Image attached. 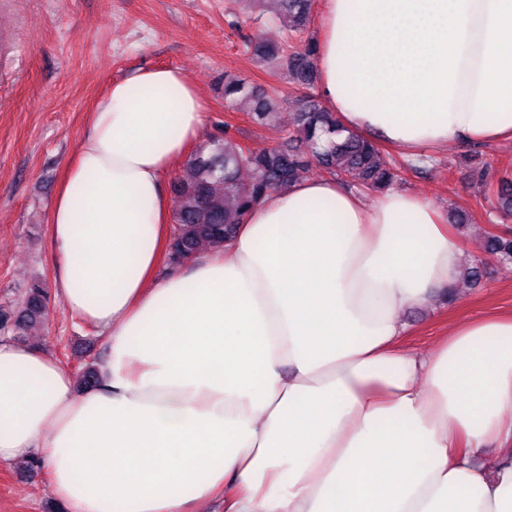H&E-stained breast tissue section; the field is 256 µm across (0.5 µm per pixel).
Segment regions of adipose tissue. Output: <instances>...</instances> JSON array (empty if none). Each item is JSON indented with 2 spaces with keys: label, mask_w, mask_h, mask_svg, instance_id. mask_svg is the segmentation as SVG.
I'll use <instances>...</instances> for the list:
<instances>
[{
  "label": "adipose tissue",
  "mask_w": 512,
  "mask_h": 512,
  "mask_svg": "<svg viewBox=\"0 0 512 512\" xmlns=\"http://www.w3.org/2000/svg\"><path fill=\"white\" fill-rule=\"evenodd\" d=\"M316 44L324 103L358 134L406 156L512 141V0H325ZM205 126L165 67L90 112L50 224L98 383L0 337V463L41 457L65 512H512V313L402 346V313L462 279L447 211L305 178L161 272L166 178Z\"/></svg>",
  "instance_id": "1"
}]
</instances>
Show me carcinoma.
Instances as JSON below:
<instances>
[{
  "label": "carcinoma",
  "instance_id": "carcinoma-1",
  "mask_svg": "<svg viewBox=\"0 0 512 512\" xmlns=\"http://www.w3.org/2000/svg\"><path fill=\"white\" fill-rule=\"evenodd\" d=\"M313 0H278V14L288 17L290 32L303 31L311 21ZM252 54L269 72L288 78L298 97L293 113V135L288 145L261 151L245 149L224 128V138L196 151L188 163L190 177L175 186L180 198L174 213L169 261L179 263L203 246H214L231 236L236 224L270 192L305 177L311 167L340 180L347 187L383 191L402 179L403 172L417 170L414 161L387 157L379 143L348 130L311 93L317 82L316 44L311 38L292 43L256 40ZM250 104L255 124L276 118L288 97L270 94L245 78L224 72V106L235 109ZM247 171L250 179H240ZM480 181L496 198L503 218L512 217V176L495 179L479 173ZM485 249L494 259L512 261V232L490 230ZM47 311V291L39 282L25 289L14 307L0 310V328L24 332L39 323Z\"/></svg>",
  "mask_w": 512,
  "mask_h": 512
}]
</instances>
